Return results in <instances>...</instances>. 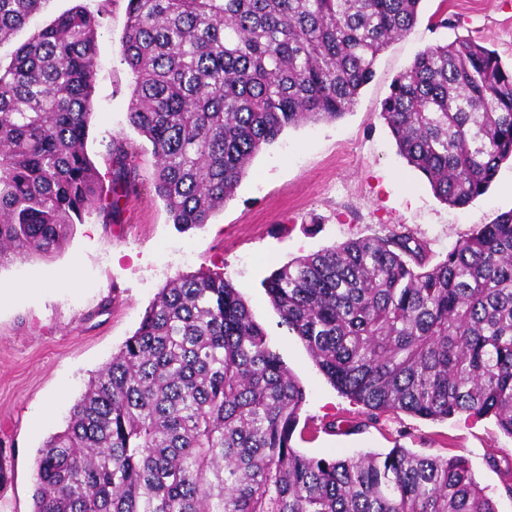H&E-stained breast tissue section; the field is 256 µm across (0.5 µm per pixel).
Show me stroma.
<instances>
[{
	"label": "stroma",
	"mask_w": 512,
	"mask_h": 512,
	"mask_svg": "<svg viewBox=\"0 0 512 512\" xmlns=\"http://www.w3.org/2000/svg\"><path fill=\"white\" fill-rule=\"evenodd\" d=\"M77 6L103 13L87 152L108 188L111 144L123 141L132 185L112 214L95 211L74 224L53 256L0 266V461L8 470L0 512H33L40 449L64 429L92 374L134 334L167 281L200 270L224 275L238 288L273 350L303 385L298 427L304 435L293 440L298 451L346 458L406 448L459 456L496 512H512L503 474L485 463L490 450L512 452V438L493 418L385 413L368 420L282 326L263 287L273 270L294 258L394 230L425 244L437 263L476 227L512 211L511 160L468 207L448 206L399 154L381 116L393 80L425 47L468 37L511 69L512 0H421L415 25L380 53L349 112L333 122L287 128L255 155L224 207L207 224L188 228L172 224L154 191L152 145L128 121L133 75L121 59L128 0H51L0 45V54L12 53Z\"/></svg>",
	"instance_id": "35a3bbf8"
}]
</instances>
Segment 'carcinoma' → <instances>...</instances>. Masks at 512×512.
I'll return each mask as SVG.
<instances>
[{"label":"carcinoma","mask_w":512,"mask_h":512,"mask_svg":"<svg viewBox=\"0 0 512 512\" xmlns=\"http://www.w3.org/2000/svg\"><path fill=\"white\" fill-rule=\"evenodd\" d=\"M48 2L0 0V44ZM420 2L128 0V121L152 144L173 223H208L286 128L349 112ZM101 25L64 12L0 58V265L58 252L86 213L116 206L85 151ZM381 114L462 209L512 157V70L471 38L426 47ZM264 288L368 416H492L512 438V211L434 265L392 232L293 259ZM305 402L230 280H170L40 449L33 512H496L456 456L301 454ZM486 462L505 465L512 495V456Z\"/></svg>","instance_id":"1"}]
</instances>
